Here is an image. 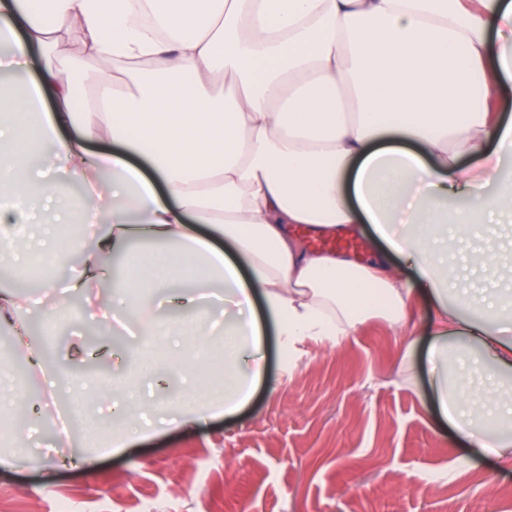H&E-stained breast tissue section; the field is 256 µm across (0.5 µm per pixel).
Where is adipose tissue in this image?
<instances>
[{
    "instance_id": "adipose-tissue-1",
    "label": "adipose tissue",
    "mask_w": 512,
    "mask_h": 512,
    "mask_svg": "<svg viewBox=\"0 0 512 512\" xmlns=\"http://www.w3.org/2000/svg\"><path fill=\"white\" fill-rule=\"evenodd\" d=\"M137 2L0 0L8 70L44 58L22 99L0 91V224L39 228L31 159L49 143L56 172L87 188L91 245L70 290L87 293L119 255L137 290L182 285L184 321L201 330L221 281L228 417L264 373L261 316L291 352L374 318L402 327L423 294L439 415L512 468V336L494 328L486 291L449 297L448 257L435 252L449 226L512 220V204L485 192L512 151L500 116L512 0H165L148 25ZM74 29L79 55L61 53ZM451 197L469 204L449 224ZM309 235L365 237L375 259L310 250ZM138 240L171 255L145 265ZM26 308L0 291V324L39 373Z\"/></svg>"
}]
</instances>
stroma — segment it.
<instances>
[{
  "label": "stroma",
  "instance_id": "1",
  "mask_svg": "<svg viewBox=\"0 0 512 512\" xmlns=\"http://www.w3.org/2000/svg\"><path fill=\"white\" fill-rule=\"evenodd\" d=\"M494 243L512 267V223L485 220L470 238L448 237V264L464 287L496 288L500 270L476 266L475 252ZM28 321L63 315L44 354L58 380L42 399L38 375H12L28 414L26 445L13 466L0 467V512H135L153 500L160 512H512V469L475 457L436 410L426 354L431 308L417 300L404 329L379 320L338 345L307 339L285 362L273 330L263 338L265 376L253 400L231 418L215 415L192 429L170 418L193 392L152 390V377L179 381L197 373L200 356L150 345L136 324L95 325L82 295L32 291ZM84 360L69 356L73 344ZM414 352V386H395L406 350ZM83 377L107 408L135 384L147 404L133 415L129 444L112 452L77 431L60 433L56 417L82 400L69 381Z\"/></svg>",
  "mask_w": 512,
  "mask_h": 512
}]
</instances>
